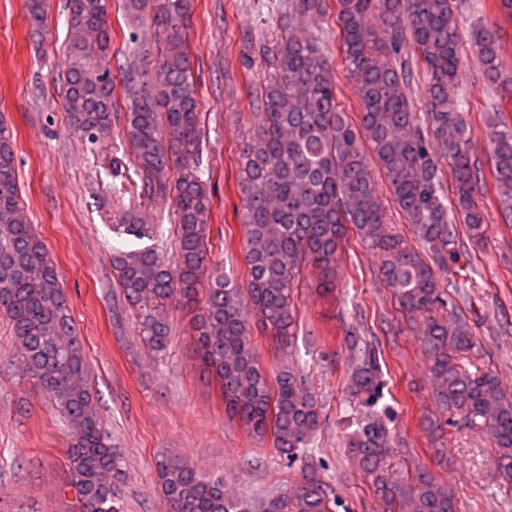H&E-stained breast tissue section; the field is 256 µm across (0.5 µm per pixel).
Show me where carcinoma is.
I'll return each instance as SVG.
<instances>
[{
	"instance_id": "obj_1",
	"label": "carcinoma",
	"mask_w": 512,
	"mask_h": 512,
	"mask_svg": "<svg viewBox=\"0 0 512 512\" xmlns=\"http://www.w3.org/2000/svg\"><path fill=\"white\" fill-rule=\"evenodd\" d=\"M323 5L324 0H291L288 13L311 19ZM110 7L111 0H68L72 28L93 31L97 51L90 58L77 42L65 48L64 96L80 103L79 110L68 111V120L87 146L109 137L113 124L123 121L142 196L175 202L177 272L157 229L141 223L132 210L119 212L113 230L134 242L110 254L140 335L153 352L163 354L170 344L168 307L198 303L199 272L210 261L213 193L204 179L198 91L187 49L190 0H123L125 14L149 20L163 43L147 64L138 35L129 34L120 67L123 111L114 96ZM25 9L29 26L47 38L46 0H25ZM455 9V0H336L346 72L360 101L356 125L337 105L326 49L305 23L263 46L270 74L257 100L261 124L241 145L235 178L242 208L234 217L244 228L249 281L243 290L215 270L193 331L200 360L220 385L227 412L252 435H271L274 448L290 461L309 446L321 406L296 367L280 368L271 385L251 336L260 328L283 345L291 342L301 267L313 266L320 287L334 288L340 244L352 225L368 247L383 254V281L402 309L422 318L420 334L438 383L436 399L463 413L468 424L487 428L498 448L495 464L512 480V402L503 399L494 374L472 373L454 359L452 352L473 346L467 322L457 320L450 333L433 316L445 303L440 274L457 260L455 225H466L477 241L486 232L485 213L474 199L470 130L450 92L462 66ZM373 17L379 26L370 24ZM472 43L485 76L498 82L497 30L472 28ZM410 48L429 73L426 120L437 136L435 154L427 148L407 95L414 83ZM491 145L498 207L511 217L512 126L497 122ZM370 157L429 259L391 231L369 171ZM442 158L455 179L451 211L440 179ZM0 314L11 323L14 353L28 376L69 424L67 468L83 512H122L123 457L96 411L59 270L21 204L13 133L2 120ZM348 385L366 412L353 423L346 447L360 469L374 476L391 451L390 411L380 406L385 382L378 351H368L353 366ZM157 473L172 512H335L337 507L330 486L313 469L303 470L290 489L258 499L231 495L223 479L205 476L179 457L159 459ZM376 492L384 501L401 499L404 512H458L455 497L427 473L401 487L379 481Z\"/></svg>"
}]
</instances>
